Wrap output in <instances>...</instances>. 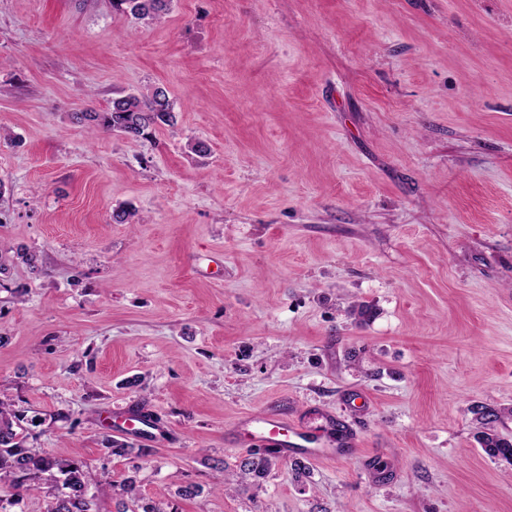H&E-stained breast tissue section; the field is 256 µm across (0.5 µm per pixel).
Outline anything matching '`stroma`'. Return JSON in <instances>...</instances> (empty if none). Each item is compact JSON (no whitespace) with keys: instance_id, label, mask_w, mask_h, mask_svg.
Wrapping results in <instances>:
<instances>
[{"instance_id":"stroma-1","label":"stroma","mask_w":512,"mask_h":512,"mask_svg":"<svg viewBox=\"0 0 512 512\" xmlns=\"http://www.w3.org/2000/svg\"><path fill=\"white\" fill-rule=\"evenodd\" d=\"M157 86L140 139L74 119ZM1 130L28 444L175 512H512L472 412L512 440V0H0ZM136 404L155 442L114 429ZM276 406L357 444L217 490ZM171 0H112L115 9L129 12L139 19L155 20L162 17L169 8Z\"/></svg>"}]
</instances>
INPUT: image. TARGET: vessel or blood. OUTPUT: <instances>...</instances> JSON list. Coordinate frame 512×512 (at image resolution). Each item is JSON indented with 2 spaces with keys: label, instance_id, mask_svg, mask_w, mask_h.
<instances>
[{
  "label": "vessel or blood",
  "instance_id": "obj_1",
  "mask_svg": "<svg viewBox=\"0 0 512 512\" xmlns=\"http://www.w3.org/2000/svg\"><path fill=\"white\" fill-rule=\"evenodd\" d=\"M335 421V413H323L322 423L317 432L313 433L302 427L289 425L281 414L268 413L260 417H244L241 427L259 447L274 449L280 456L322 458L333 454L332 449L323 447L322 442L332 434Z\"/></svg>",
  "mask_w": 512,
  "mask_h": 512
}]
</instances>
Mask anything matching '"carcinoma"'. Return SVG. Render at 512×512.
I'll return each mask as SVG.
<instances>
[{
  "label": "carcinoma",
  "instance_id": "obj_1",
  "mask_svg": "<svg viewBox=\"0 0 512 512\" xmlns=\"http://www.w3.org/2000/svg\"><path fill=\"white\" fill-rule=\"evenodd\" d=\"M171 0H112L115 9L128 12L139 19L155 20L162 17ZM153 91L145 100L135 95L112 101L104 112H80L79 122H88L105 131H116L129 138H138L145 131L174 121L169 96L156 99ZM25 416L15 409L9 397L0 399V484L11 486L14 495L0 496V512H14L27 494L45 495L49 499L47 512H99L100 495L118 494L134 497L135 483L127 478L118 485L97 481L87 465L78 459L65 458L49 453L43 448L26 443ZM484 452L491 458L512 462V441L485 432L479 439ZM269 448L251 451L242 458L236 472L219 480V488H230L248 478L260 480L267 477L274 464Z\"/></svg>",
  "mask_w": 512,
  "mask_h": 512
}]
</instances>
